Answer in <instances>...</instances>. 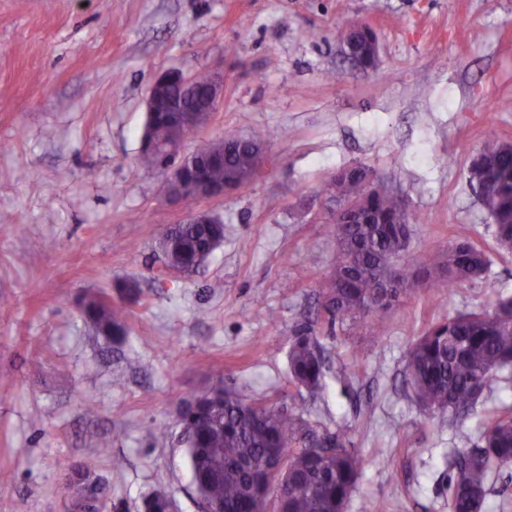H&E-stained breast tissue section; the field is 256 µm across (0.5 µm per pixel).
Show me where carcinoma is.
I'll return each mask as SVG.
<instances>
[{
	"instance_id": "cac0c4a2",
	"label": "carcinoma",
	"mask_w": 512,
	"mask_h": 512,
	"mask_svg": "<svg viewBox=\"0 0 512 512\" xmlns=\"http://www.w3.org/2000/svg\"><path fill=\"white\" fill-rule=\"evenodd\" d=\"M206 91V76L174 95L186 105ZM171 126L153 123L155 145L167 143ZM223 161L207 168L217 187H234L232 175L257 160L243 139L232 131L199 147ZM469 183L493 219L497 241L512 249V146L500 145L478 155L469 168ZM326 191L347 201L364 195L361 180L330 182ZM403 201L394 193L370 199L367 224H338L336 263L323 284L321 305L328 324L367 317L383 321L395 304L426 288L474 281L487 271L485 253L469 241L445 252H428L407 259L398 268L389 258L408 251L410 215L402 224L393 219ZM224 238L223 224H175L160 231V245L170 268L191 271L204 265ZM388 279L394 288H382ZM81 313L92 328L112 342L128 333L127 310L119 303L91 296ZM291 381L310 392L323 385L327 361L313 324L301 325L288 353ZM512 366V297L499 298L493 309L459 313L431 325L412 344L406 361L408 383L416 401L435 413L473 410L497 372ZM197 406L178 421L179 443L204 512H345L364 469V458L349 447L346 432L320 433L297 410L262 401L248 402L223 379L210 392L193 396ZM470 452L449 458L450 512H484L490 472L512 463V417L490 416ZM284 467L272 471V457ZM95 484L100 506H108L110 490L89 467L72 465L67 473V512H78L85 485ZM277 485L279 499L268 504L258 491ZM169 496L157 487L142 499L141 512H164Z\"/></svg>"
}]
</instances>
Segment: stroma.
<instances>
[{
    "label": "stroma",
    "instance_id": "1",
    "mask_svg": "<svg viewBox=\"0 0 512 512\" xmlns=\"http://www.w3.org/2000/svg\"><path fill=\"white\" fill-rule=\"evenodd\" d=\"M358 24L379 44L370 70L339 50ZM169 69L223 74L187 147L228 130L254 140L259 180L172 202L164 175L137 167L148 88ZM492 142L512 144V0H0V512H66L74 462L121 512L160 485L177 512H200L181 448L158 430L219 376L346 430L365 459L346 512H448V455L512 410V369L465 415L424 410L404 373L432 323L512 296V253L468 182ZM355 166L405 201L412 256L465 238L491 259L484 278L420 292L383 332L328 326L325 185ZM198 212L220 218L222 243L197 270L163 273L160 225ZM121 280L139 295L113 344L79 302ZM308 321L332 364L316 393L288 368Z\"/></svg>",
    "mask_w": 512,
    "mask_h": 512
}]
</instances>
